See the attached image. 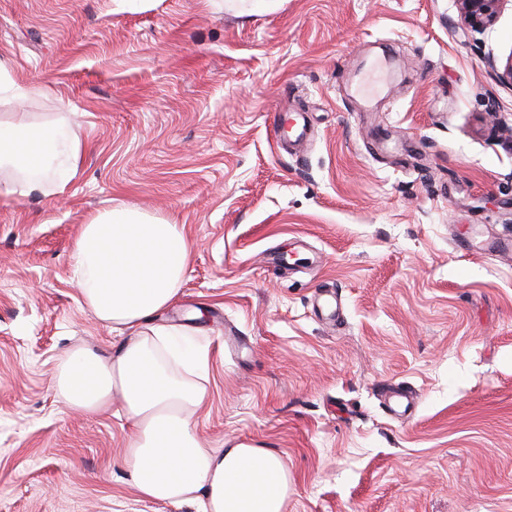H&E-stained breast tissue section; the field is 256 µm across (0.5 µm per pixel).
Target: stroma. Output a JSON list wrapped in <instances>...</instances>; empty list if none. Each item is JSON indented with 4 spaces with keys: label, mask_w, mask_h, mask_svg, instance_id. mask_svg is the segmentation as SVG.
I'll list each match as a JSON object with an SVG mask.
<instances>
[{
    "label": "stroma",
    "mask_w": 512,
    "mask_h": 512,
    "mask_svg": "<svg viewBox=\"0 0 512 512\" xmlns=\"http://www.w3.org/2000/svg\"><path fill=\"white\" fill-rule=\"evenodd\" d=\"M512 10L454 0H0V121L76 138L65 192L0 199V512L142 499L128 425L54 391L82 224L134 209L193 250L157 324L205 350L207 447L288 469L287 512H512ZM306 113L303 142L274 134ZM405 387L412 405L393 410ZM458 14L467 30L485 32L491 29L499 14L511 0H455Z\"/></svg>",
    "instance_id": "35a3bbf8"
}]
</instances>
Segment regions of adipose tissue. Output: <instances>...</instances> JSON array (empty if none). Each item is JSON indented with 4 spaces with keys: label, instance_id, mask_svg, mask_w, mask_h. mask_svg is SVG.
<instances>
[{
    "label": "adipose tissue",
    "instance_id": "obj_1",
    "mask_svg": "<svg viewBox=\"0 0 512 512\" xmlns=\"http://www.w3.org/2000/svg\"><path fill=\"white\" fill-rule=\"evenodd\" d=\"M55 150L44 130L0 124L7 164H39ZM190 250L181 225L134 210L109 209L82 225L74 250L82 302L125 338L109 354L87 346L63 354L57 396L86 415L118 405L130 426L124 466L141 497L201 512H285L288 470L275 452L203 445L191 418L208 397L205 356L191 353L190 367L173 372L172 331L153 324L177 298Z\"/></svg>",
    "mask_w": 512,
    "mask_h": 512
}]
</instances>
